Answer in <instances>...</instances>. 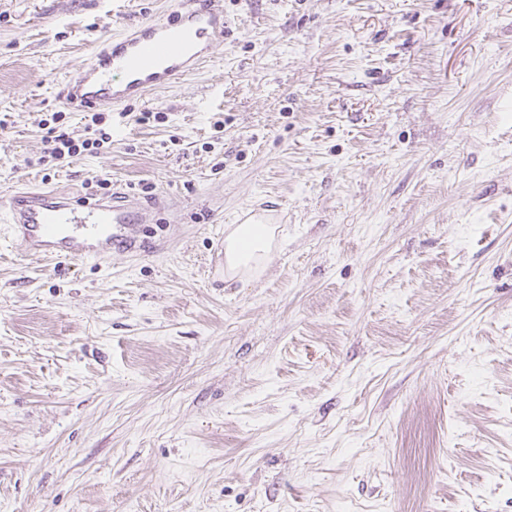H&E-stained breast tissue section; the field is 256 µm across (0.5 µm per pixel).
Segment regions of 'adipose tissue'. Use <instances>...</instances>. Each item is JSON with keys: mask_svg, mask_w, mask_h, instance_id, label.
Masks as SVG:
<instances>
[{"mask_svg": "<svg viewBox=\"0 0 512 512\" xmlns=\"http://www.w3.org/2000/svg\"><path fill=\"white\" fill-rule=\"evenodd\" d=\"M274 232L267 224H237L224 237V271L234 279L246 270L263 265L270 253Z\"/></svg>", "mask_w": 512, "mask_h": 512, "instance_id": "ef3b65f1", "label": "adipose tissue"}]
</instances>
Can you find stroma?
Masks as SVG:
<instances>
[{"label": "stroma", "instance_id": "1", "mask_svg": "<svg viewBox=\"0 0 512 512\" xmlns=\"http://www.w3.org/2000/svg\"><path fill=\"white\" fill-rule=\"evenodd\" d=\"M178 6L0 0V199L107 174L145 229L53 264L0 231V512H512V0H224L44 171L68 73ZM246 207L283 221L228 281ZM88 117L86 129H91V137L84 139H75L64 132L59 126L60 121L64 120V113L54 112L51 116V123L46 121L44 126L47 127V142L49 148L48 155H44L39 159V163L44 164L47 158L56 161L58 164H70L75 160H79L85 156L101 155L108 153L112 149V135L105 131L106 117L103 112H93Z\"/></svg>", "mask_w": 512, "mask_h": 512}]
</instances>
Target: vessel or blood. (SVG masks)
Returning a JSON list of instances; mask_svg holds the SVG:
<instances>
[{
    "label": "vessel or blood",
    "mask_w": 512,
    "mask_h": 512,
    "mask_svg": "<svg viewBox=\"0 0 512 512\" xmlns=\"http://www.w3.org/2000/svg\"><path fill=\"white\" fill-rule=\"evenodd\" d=\"M224 41L223 0L141 22L112 36L91 62L76 71L62 99L78 112L142 100L191 73ZM140 204L124 192L111 198L69 197L50 189H24L0 202L9 234L44 260H98L129 252L142 241Z\"/></svg>",
    "instance_id": "b4317fda"
}]
</instances>
